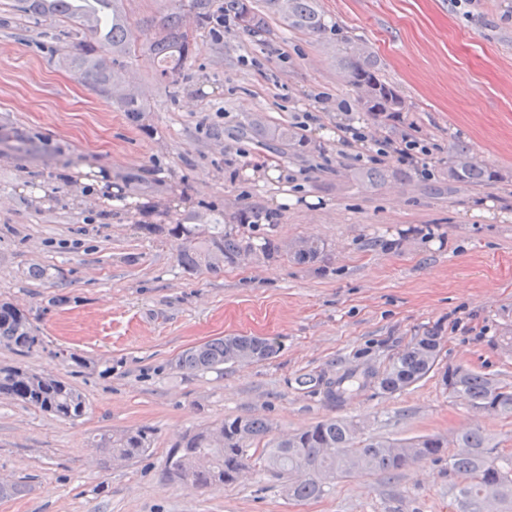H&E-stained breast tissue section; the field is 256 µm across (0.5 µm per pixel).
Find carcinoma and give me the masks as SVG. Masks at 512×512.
<instances>
[{
  "instance_id": "cac0c4a2",
  "label": "carcinoma",
  "mask_w": 512,
  "mask_h": 512,
  "mask_svg": "<svg viewBox=\"0 0 512 512\" xmlns=\"http://www.w3.org/2000/svg\"><path fill=\"white\" fill-rule=\"evenodd\" d=\"M176 10L154 23V32L146 50L152 57L159 80L170 96L177 94L187 59L196 48L195 38L187 37L183 18L195 15L198 25L210 22L214 0H177ZM266 11L257 9L252 0H223L224 15L233 16L247 33L269 32L267 15H278L288 27L308 34H320L325 21L318 0H263ZM17 11L78 23L77 33L84 34L75 68L87 81L105 88L121 81L120 59L131 54L132 39L128 16L122 0H16ZM340 70L353 86L364 83L376 91L371 102L360 103L361 109L375 118L392 120L408 111L407 100L394 86L382 79L373 56L361 54L352 47L340 49ZM119 108L128 118L139 121L144 112L142 100L123 97ZM259 137L267 147L283 149L302 143V137L291 126L275 125L260 129ZM400 170L365 167L354 177L361 185L374 187L390 176H401ZM498 178L490 167L473 162L465 144L456 146L448 155V184L482 187ZM168 233L188 240L178 261L188 272L200 265L218 273L222 266L210 259L211 251L222 252L224 263L233 264L246 251H259L272 259L279 247L265 240L256 248L215 224L213 230L198 232L185 224L168 228ZM443 337L431 330L416 337L377 374L365 375V382L395 393L423 379L435 367ZM0 343L29 350L39 343L27 316L8 302L0 303ZM249 351L256 361L276 356L279 344L260 336H221L191 347L176 360V366L187 372L218 370L238 361L242 351ZM347 377L331 378L326 373L306 374L297 378L298 385L323 390L331 401L343 399ZM448 393L472 409H488L490 414L512 416V387L489 374L464 367L444 379ZM0 394L57 417L78 420L87 413L82 394L71 384L54 376L16 366L0 367ZM224 438L214 444L213 432ZM358 425L346 419H327L290 434L285 438L265 441L269 423L255 416L228 417L223 421L185 436L167 453V474L185 481L196 489L216 484L231 485L235 474L257 455L261 471L288 479V494L295 498L319 497L330 481L372 473L395 474L418 459L435 458L445 452L447 443L437 437H419L398 441L385 436L358 437ZM491 437L479 427L468 428L456 435L459 451L448 456L451 470L459 477L456 500L459 512H512V454L496 451ZM151 434L145 429H129L120 434L104 433L97 447L133 460L151 446ZM202 456L208 466L198 469L191 461ZM490 486L499 489L494 500L487 498Z\"/></svg>"
}]
</instances>
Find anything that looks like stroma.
I'll return each mask as SVG.
<instances>
[{"mask_svg": "<svg viewBox=\"0 0 512 512\" xmlns=\"http://www.w3.org/2000/svg\"><path fill=\"white\" fill-rule=\"evenodd\" d=\"M14 4L0 0V301L28 314L40 342L0 345V365L69 382L89 411L70 421L0 397V486L11 490L0 512H457L444 456L304 500L251 466L235 484L195 489L165 462L184 434L246 415L267 419L275 438L330 418L393 439L449 440L476 423L512 449V416L477 414L442 382L452 365L512 386V0H319L320 35L277 17L262 35L212 22L176 98L147 56L124 58L144 101L136 123L72 67L69 24ZM175 6L124 0L136 42ZM342 43L375 54L408 112L383 123L361 111L336 67ZM275 124L300 129L305 147L262 146L253 127ZM349 124L365 142L339 143ZM385 139L429 153L403 166L377 158ZM459 143L498 179L449 185ZM376 161L403 177L363 188L354 173ZM86 166L110 180V196L74 179ZM488 206L494 218L476 216ZM175 224L241 227L280 254L189 273L166 233ZM307 239L321 252L302 263L294 249ZM429 330L443 338L437 364L403 391L357 383L333 405L297 383L381 371ZM219 336H266L280 351L220 371L176 368ZM139 427L152 445L138 459L93 445Z\"/></svg>", "mask_w": 512, "mask_h": 512, "instance_id": "stroma-1", "label": "stroma"}]
</instances>
